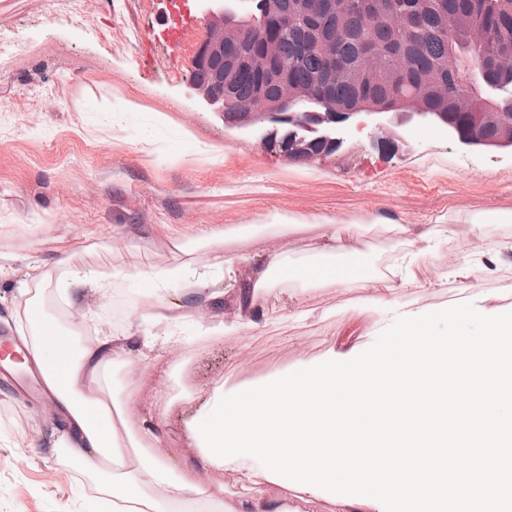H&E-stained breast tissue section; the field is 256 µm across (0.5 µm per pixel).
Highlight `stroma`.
I'll use <instances>...</instances> for the list:
<instances>
[{"label":"stroma","mask_w":512,"mask_h":512,"mask_svg":"<svg viewBox=\"0 0 512 512\" xmlns=\"http://www.w3.org/2000/svg\"><path fill=\"white\" fill-rule=\"evenodd\" d=\"M195 20L180 44L159 37L176 13ZM207 19L196 0H0V42L22 52L0 65V252L12 254L0 277V327L17 331L22 289L41 288L45 316L79 346L97 331L127 337L137 371L106 375L134 440L144 428L169 452L194 456L191 425L217 390L248 388L328 351L360 341L378 312L361 308L363 289L303 286L274 274L268 295L252 297L247 279L283 240L306 262L318 227L280 225L285 216L361 220L353 245L363 274H387L406 249L388 224H366L383 209L407 224L454 216L453 237L418 259L413 274L429 287L401 299L437 306L457 297L454 258L468 253L473 292L512 304V223L467 220L512 212V149L476 148L446 135L439 123L389 113L377 137L345 135L310 157L264 140L269 123L226 121L190 86L193 58ZM239 257L237 278L204 272L211 252ZM88 274L111 277L121 291V321L87 294L76 304L57 294L58 257ZM47 259L50 278L29 276ZM183 266L180 277L150 272ZM315 301L304 303V292ZM171 307L158 322L156 298ZM307 311L306 319L294 315ZM246 334L202 336V327L240 317ZM62 425L46 398L30 399L0 379V512H112L94 476L56 446ZM225 495L287 498L300 512H333L325 500L305 503L295 490L243 472L212 474Z\"/></svg>","instance_id":"obj_1"}]
</instances>
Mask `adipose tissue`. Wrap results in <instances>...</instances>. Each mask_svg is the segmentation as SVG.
<instances>
[{"label":"adipose tissue","instance_id":"1","mask_svg":"<svg viewBox=\"0 0 512 512\" xmlns=\"http://www.w3.org/2000/svg\"><path fill=\"white\" fill-rule=\"evenodd\" d=\"M318 224L322 234L315 258L308 265L292 268L288 265L290 248L274 252L265 268L253 272L255 290L267 291L272 275L287 269L307 283L327 280L339 288L366 289V306L390 315L414 311L413 303L400 300L398 290L422 288V281L410 277L397 284L383 275L364 276L351 244L354 225L325 217L319 218ZM37 302L34 296L26 300L29 331L21 339L40 366L56 405L69 415V428L60 435L57 446L95 472L111 490L113 512H176L177 507L191 502L203 505L206 512H290L287 505L277 502L261 504L213 493L200 475L216 470V463L203 456L196 471L179 470L154 452V445L160 442L156 436L151 447L143 449L138 465L128 467L124 462L128 429L115 423V401L102 383L104 372L124 358L123 340L100 334L84 342L79 352H72L65 337L47 334L34 310Z\"/></svg>","mask_w":512,"mask_h":512}]
</instances>
